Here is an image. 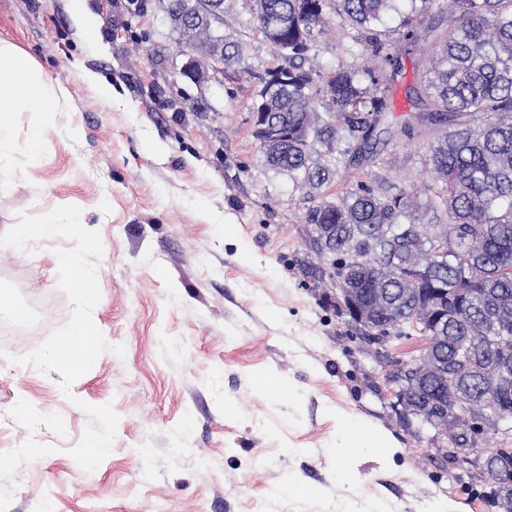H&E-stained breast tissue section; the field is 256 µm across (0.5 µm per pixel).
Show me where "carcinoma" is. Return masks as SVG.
<instances>
[{"instance_id": "obj_1", "label": "carcinoma", "mask_w": 512, "mask_h": 512, "mask_svg": "<svg viewBox=\"0 0 512 512\" xmlns=\"http://www.w3.org/2000/svg\"><path fill=\"white\" fill-rule=\"evenodd\" d=\"M399 0H246L284 66L257 79L253 112H284L288 144L267 168L288 175L311 206L312 227L336 226V241L319 237V257L329 256L331 271L308 264L306 277L323 275L338 288L386 279L393 287H414L412 277L434 274L432 287L448 292V341L438 348L460 378L442 387L451 399L463 383L473 384L469 413L482 419L477 440L512 420V384L490 389L479 378L486 356L504 363L512 375V0H442L448 29L418 32L410 20L399 35L412 47L429 37L438 44L428 70V102L420 112L394 117L388 92L400 60L395 42L377 25L399 12ZM204 0H168L167 15L187 53L224 57L240 64L239 51L209 22L196 26L184 17L205 9ZM358 30V62L325 72L315 65L318 38L331 17ZM426 166L441 189L398 188L385 174L384 146L392 139L412 142L430 133ZM343 170L349 189L331 199L321 188ZM447 241L438 249L436 237ZM397 339L415 332L413 311L390 316L381 329ZM409 405L432 397L436 386L418 374L415 362L393 375ZM448 441L461 448L471 441L464 421H448ZM492 500L512 512V494L490 478Z\"/></svg>"}]
</instances>
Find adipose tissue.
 Wrapping results in <instances>:
<instances>
[{"mask_svg":"<svg viewBox=\"0 0 512 512\" xmlns=\"http://www.w3.org/2000/svg\"><path fill=\"white\" fill-rule=\"evenodd\" d=\"M63 89L25 60L13 46L0 41V158L11 156L15 145L7 131L13 116L33 111L43 119L60 112Z\"/></svg>","mask_w":512,"mask_h":512,"instance_id":"adipose-tissue-1","label":"adipose tissue"}]
</instances>
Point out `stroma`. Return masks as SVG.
<instances>
[{
  "label": "stroma",
  "mask_w": 512,
  "mask_h": 512,
  "mask_svg": "<svg viewBox=\"0 0 512 512\" xmlns=\"http://www.w3.org/2000/svg\"><path fill=\"white\" fill-rule=\"evenodd\" d=\"M87 3L92 33L69 0H0V38L65 90L37 157L14 155L0 234L40 199L81 208L104 246L93 315L126 353L102 354L67 396L58 372L16 364L69 318L53 258L70 242L0 246V282L30 314H0V457L17 461L0 469V512H500L485 477L449 468L430 428L392 407L389 375L424 337L377 355L301 275L319 261L307 205L264 166L250 112L254 75L278 59L243 0L224 3L240 65L208 83L182 73L167 0ZM397 51L399 116L428 60ZM385 155L398 186L431 185L425 140ZM84 402L120 416L92 472L70 454ZM363 427L384 447H348ZM27 448L38 463L21 462Z\"/></svg>",
  "instance_id": "stroma-1"
}]
</instances>
